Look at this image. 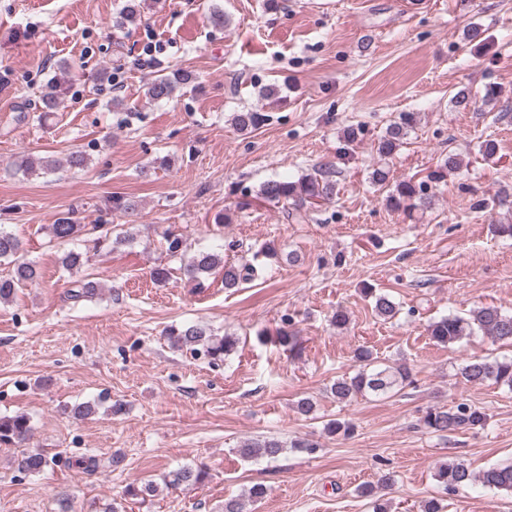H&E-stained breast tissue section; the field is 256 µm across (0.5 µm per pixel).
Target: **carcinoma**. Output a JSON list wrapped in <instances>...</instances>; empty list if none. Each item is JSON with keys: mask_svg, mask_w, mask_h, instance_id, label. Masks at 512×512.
<instances>
[{"mask_svg": "<svg viewBox=\"0 0 512 512\" xmlns=\"http://www.w3.org/2000/svg\"><path fill=\"white\" fill-rule=\"evenodd\" d=\"M140 15L138 0H128V3L116 20V26L122 27L135 21ZM190 76L178 74L174 76L162 75L154 78L146 87L145 97L150 102H159L173 98L177 88L188 84ZM58 83L50 79L40 95L41 120H46L58 105ZM264 121L260 112H239L234 116L235 125L240 129H255ZM418 121L415 112H402L399 121L395 122L381 137L377 144L376 153L379 161L390 158L402 144V138L408 129L414 127ZM16 170L25 174H34L38 171L46 174L59 169L60 164L47 157H34L29 154L18 156L13 163ZM335 171L330 164H324L310 174H306L296 181L285 179H271L262 183L257 197L266 201L286 202L296 210L315 205L331 199L336 195ZM391 207L399 210L427 209L432 199L423 189L422 184L411 178H403L395 182L394 190L388 196ZM52 237L59 241L72 240L86 231V225L77 224L68 217H62L50 225ZM91 231L97 234L95 244L99 247L113 249L123 244L130 235H112L110 230H101L100 225H91ZM167 255L180 258L186 248L183 235L167 232L165 235ZM11 266L6 276L0 277V303L10 302L22 286L36 281L40 277L37 265L28 260L22 248V242L14 234L0 227V263ZM88 262L83 254L68 251L60 257L62 268L72 273L81 269ZM224 270V288L231 290L241 287L242 284L253 280L259 275L254 264L246 263L236 265L224 261V256L213 250H200L188 260L182 261L180 274L197 288L206 287V282L212 271L217 268ZM97 283L83 280L81 284L70 291L69 299L78 302L85 297L96 293ZM373 309L377 316L389 320L396 314L394 302L385 294H374ZM480 332L493 340L512 346V313L502 311L495 306L479 307L471 311L465 318L457 314H448L431 322L428 325V335L431 339L443 346L454 345L463 339ZM279 344L294 352L299 344L290 324L286 323L276 331ZM170 345L174 349L195 350V347L205 348V353L212 360H223L235 349L237 341L231 336L218 338L204 325L187 323L179 327H172L168 331ZM355 361L359 368L352 376L343 375L330 386V393L336 402L343 403L361 395L377 397L387 396L411 383V373L408 367L399 365L381 368L373 365L372 352L360 348L355 351ZM463 379L471 384H482L492 381L498 385H505L512 389V357L503 359L476 358L463 366L461 370ZM421 422L425 429L431 433H452L483 428L487 424V415L475 405L462 401L451 409L432 407L428 409ZM32 432L30 418L25 414L0 418V444L20 445L27 441ZM300 450H313L315 445L302 440H296L286 446L277 438L269 437L250 441L239 449L240 454L248 459L275 460L279 458L287 447ZM57 455H49L45 451L35 448L26 450L17 459V469L22 473H40L59 465ZM206 477V471L201 466H183L170 471L164 476V486L192 488L201 484ZM434 479L447 494H456L460 490L479 484L489 490L506 491L512 493V461L494 464L475 473L462 460L454 457L441 463L434 473ZM395 482V475L391 472L379 476L377 484L363 486L359 492L370 498L372 512H390L387 502L381 492L390 488ZM159 488L148 482L144 485H130L126 488V496L146 502L154 497Z\"/></svg>", "mask_w": 512, "mask_h": 512, "instance_id": "1", "label": "carcinoma"}]
</instances>
